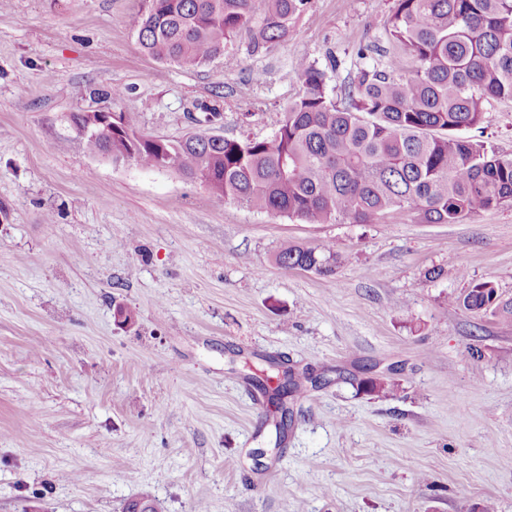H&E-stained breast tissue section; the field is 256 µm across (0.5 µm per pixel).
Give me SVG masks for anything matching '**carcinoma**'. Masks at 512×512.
<instances>
[{"label": "carcinoma", "mask_w": 512, "mask_h": 512, "mask_svg": "<svg viewBox=\"0 0 512 512\" xmlns=\"http://www.w3.org/2000/svg\"><path fill=\"white\" fill-rule=\"evenodd\" d=\"M308 0H143L134 20L138 43L152 58L197 68L238 34L257 45L288 37ZM384 60L360 67L347 101L327 89L326 74L297 61L299 96L283 109L276 133L241 140L191 134L160 143L132 118L112 140L88 136L87 149L169 171L212 194L251 209L307 224H374L411 212L426 224H460L512 203V158L465 132L485 120L488 98L512 100V0H395L387 21ZM276 262L328 276L346 260L329 244H289ZM472 312L512 317L487 282L454 298ZM267 371L287 386L267 388L285 415V399L300 382L271 361Z\"/></svg>", "instance_id": "carcinoma-1"}]
</instances>
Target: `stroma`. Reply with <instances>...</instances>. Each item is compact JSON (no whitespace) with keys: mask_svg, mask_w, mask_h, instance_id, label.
Returning <instances> with one entry per match:
<instances>
[{"mask_svg":"<svg viewBox=\"0 0 512 512\" xmlns=\"http://www.w3.org/2000/svg\"><path fill=\"white\" fill-rule=\"evenodd\" d=\"M140 6L0 0V512H512V318L453 302L512 301V205L307 224L90 154L72 122L271 137L297 59L342 98L394 0H310L287 40L195 69L141 50ZM484 108L472 137L512 157V100ZM322 242L334 275L274 261ZM270 357L306 377L281 440L249 381ZM454 302L467 311L490 312L492 315L512 317V302L500 301L497 291L488 282L475 284L467 293L455 297Z\"/></svg>","mask_w":512,"mask_h":512,"instance_id":"35a3bbf8","label":"stroma"}]
</instances>
